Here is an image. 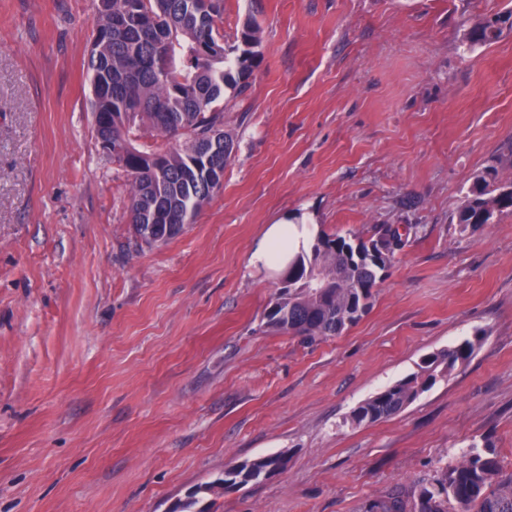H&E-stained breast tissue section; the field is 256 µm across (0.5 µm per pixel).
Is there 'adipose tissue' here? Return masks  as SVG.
Listing matches in <instances>:
<instances>
[{
  "label": "adipose tissue",
  "mask_w": 512,
  "mask_h": 512,
  "mask_svg": "<svg viewBox=\"0 0 512 512\" xmlns=\"http://www.w3.org/2000/svg\"><path fill=\"white\" fill-rule=\"evenodd\" d=\"M315 236V225L305 219L298 223L280 220L268 225L250 256L249 266L271 273L285 270L294 255L309 250Z\"/></svg>",
  "instance_id": "adipose-tissue-1"
}]
</instances>
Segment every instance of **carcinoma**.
<instances>
[{
  "label": "carcinoma",
  "instance_id": "1",
  "mask_svg": "<svg viewBox=\"0 0 512 512\" xmlns=\"http://www.w3.org/2000/svg\"><path fill=\"white\" fill-rule=\"evenodd\" d=\"M224 0H94L96 37L88 59L96 123L112 145L107 153L130 184L131 224L144 211H162L160 223L192 224L220 190L234 149L224 131V96L243 95L257 60L260 24L249 16L240 43L224 45ZM502 16L486 18L473 39L491 43ZM156 133L159 146L143 141ZM217 133V141L210 134ZM496 170L476 177L457 222L478 229L484 216L512 211V197L493 193ZM405 242L400 228L382 226L370 241L382 264ZM381 269L360 258L343 236L320 235L296 256L288 282L264 315L265 326L308 341L339 336L366 313ZM475 343L466 340L425 357L419 370L360 404L352 423L399 414L419 394L466 363ZM365 512H512V475L502 474L496 451L475 445L446 465L428 486L406 497L399 491L370 501Z\"/></svg>",
  "mask_w": 512,
  "mask_h": 512
}]
</instances>
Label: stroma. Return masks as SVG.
<instances>
[{
    "mask_svg": "<svg viewBox=\"0 0 512 512\" xmlns=\"http://www.w3.org/2000/svg\"><path fill=\"white\" fill-rule=\"evenodd\" d=\"M512 0H224L260 57L224 102L235 149L195 223L146 245L96 139L92 0H0V512H169L236 463L274 477L212 512H362L472 444L512 474V212L458 224L476 176L512 185ZM408 228L369 311L307 345L267 330L266 225ZM470 340L399 415L365 400ZM267 456L259 457L255 460H252L251 464H250L249 471H253V472L263 471L267 467L274 464L275 461L273 459L267 458ZM282 470L283 469H279V468L274 469L273 467H271L261 473L260 477L257 479V482L265 481V480L273 477L274 475H276L277 473H279ZM257 482L251 481L249 479L248 473L243 474V472L242 473L240 472L238 475L235 476L232 484L233 485L239 484V486H241L240 488H242L249 484H253V483H257Z\"/></svg>",
    "mask_w": 512,
    "mask_h": 512,
    "instance_id": "35a3bbf8",
    "label": "stroma"
}]
</instances>
